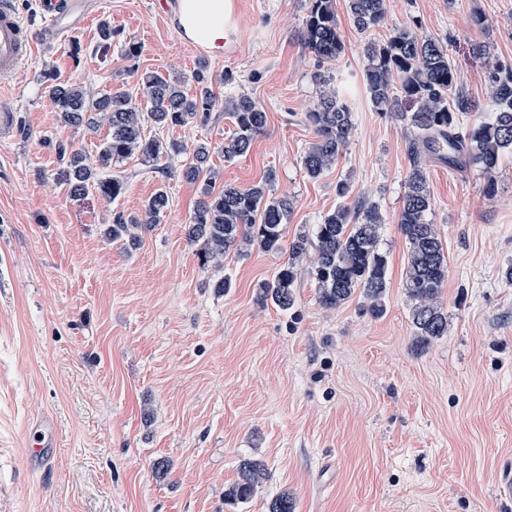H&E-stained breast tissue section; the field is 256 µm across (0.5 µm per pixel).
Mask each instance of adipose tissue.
Returning <instances> with one entry per match:
<instances>
[{"label":"adipose tissue","mask_w":512,"mask_h":512,"mask_svg":"<svg viewBox=\"0 0 512 512\" xmlns=\"http://www.w3.org/2000/svg\"><path fill=\"white\" fill-rule=\"evenodd\" d=\"M174 26L180 37L223 55L235 26L232 0H178Z\"/></svg>","instance_id":"obj_1"}]
</instances>
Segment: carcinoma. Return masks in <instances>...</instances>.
<instances>
[{
	"instance_id": "cac0c4a2",
	"label": "carcinoma",
	"mask_w": 512,
	"mask_h": 512,
	"mask_svg": "<svg viewBox=\"0 0 512 512\" xmlns=\"http://www.w3.org/2000/svg\"><path fill=\"white\" fill-rule=\"evenodd\" d=\"M348 8L354 27L367 33L385 21L387 0H348ZM301 37L320 61L340 56L344 41L333 0H310ZM365 55L368 64L364 84L372 105L381 112H397L410 132L412 163L397 224L409 245L404 288L412 302L410 321L416 343L424 348L448 334V310L440 304L448 280V257L434 225L427 219L432 198L425 162L438 158L461 171L475 167L485 175L484 196L496 195L501 159L512 153V66H495L488 72L489 90L497 104L494 116L465 127L460 117L473 111L474 105L461 88L447 48L439 42L420 38L409 29H398L383 44L366 43ZM46 82L62 124L91 136L106 130L95 144L92 158L82 151L59 147L67 165L68 193L77 196L92 187L109 202L117 200L125 190L122 178L103 175L112 166L135 155L158 161L186 151L176 141L164 142L145 135L144 120L158 128L205 122L215 101L208 86L189 95L180 83L156 71L140 77L143 110L121 89L91 94L51 73ZM224 112L233 124V132L224 140L222 151L224 158L231 160L249 153L268 117L264 108L246 95L226 101ZM305 119L314 140L303 154L302 166L309 178L317 179L336 163L348 145L354 113L336 90L328 89ZM209 162V148L199 145L181 169L185 180L202 183L200 198L185 225L187 241L200 245L196 255L202 266L223 269L224 254L232 248L241 251L256 247L265 252L288 249V260L257 289L259 302L269 301L286 311L294 304L295 281L312 246L315 259L311 276L323 307H340L358 293L367 301L372 316L383 314L388 260L379 247L382 217L374 205L362 202L350 208L340 203L317 225L315 239L298 232L285 244L284 222L292 201L270 195L268 186L274 182L275 173H268L264 181L246 189L218 187ZM168 204V195L159 189L141 212L113 213L104 236L123 238L136 246L141 240L140 232L158 223ZM267 477L264 463L242 461L237 480L224 491V499L233 504L247 502Z\"/></svg>"
}]
</instances>
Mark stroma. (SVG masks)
<instances>
[{
	"instance_id": "obj_1",
	"label": "stroma",
	"mask_w": 512,
	"mask_h": 512,
	"mask_svg": "<svg viewBox=\"0 0 512 512\" xmlns=\"http://www.w3.org/2000/svg\"><path fill=\"white\" fill-rule=\"evenodd\" d=\"M176 2L104 0L81 31L40 45L0 83L19 117L0 143V512H268L284 492L295 512H512L499 496L512 474V154L490 199L479 171L426 166L429 219L448 255V334L419 347L397 226L410 135L363 84L367 40L409 27L447 48L478 105L463 123L490 119L488 69L512 66V0H387L385 23L369 36L354 28L347 0H335L345 50L325 63L300 40L309 0H233L237 23L220 57L176 34ZM104 21L116 32L105 58L96 51ZM131 43L134 59L124 55ZM476 43L484 57L473 56ZM46 71L135 98L144 72L180 78L191 94L204 73L216 97L208 121L149 123L146 134L207 145L222 184L245 189L275 171L273 195L293 202L292 234L313 233L338 202L376 205L384 314L371 316L358 295L323 308L305 267L290 310L258 303L284 251L232 249L223 272L201 267L184 230L199 187L177 176L179 160L118 164L125 192L112 203L93 189L68 195L58 148L91 155L95 140L59 122ZM318 71L355 125L335 165L312 180L301 158L313 140L305 114L325 91ZM240 95L268 121L250 152L228 161L224 102ZM160 189L169 205L140 247L104 237L113 211L139 212ZM222 273L233 283L225 294L213 286ZM46 414L57 454L34 472L24 431ZM253 459L269 480L247 503L225 502L240 462Z\"/></svg>"
}]
</instances>
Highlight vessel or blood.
I'll list each match as a JSON object with an SVG mask.
<instances>
[{
	"label": "vessel or blood",
	"mask_w": 512,
	"mask_h": 512,
	"mask_svg": "<svg viewBox=\"0 0 512 512\" xmlns=\"http://www.w3.org/2000/svg\"><path fill=\"white\" fill-rule=\"evenodd\" d=\"M95 7L94 0H37L40 29L34 35L21 16L18 0H0V79H8L33 59L38 42H58L83 28ZM25 438L30 465L47 469L57 446L54 418L36 420L27 428Z\"/></svg>",
	"instance_id": "1"
}]
</instances>
